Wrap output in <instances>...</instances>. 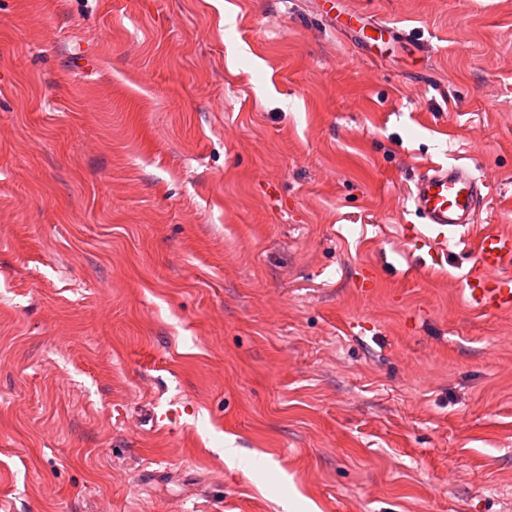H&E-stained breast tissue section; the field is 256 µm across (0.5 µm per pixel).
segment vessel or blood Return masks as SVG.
Masks as SVG:
<instances>
[{
    "instance_id": "obj_1",
    "label": "vessel or blood",
    "mask_w": 512,
    "mask_h": 512,
    "mask_svg": "<svg viewBox=\"0 0 512 512\" xmlns=\"http://www.w3.org/2000/svg\"><path fill=\"white\" fill-rule=\"evenodd\" d=\"M487 183L462 164H437L420 173L409 201L424 233L440 246L469 242L475 269L466 277L468 305L483 315L512 309V276L504 268L512 263V235L488 231L476 239L468 234L486 200Z\"/></svg>"
}]
</instances>
